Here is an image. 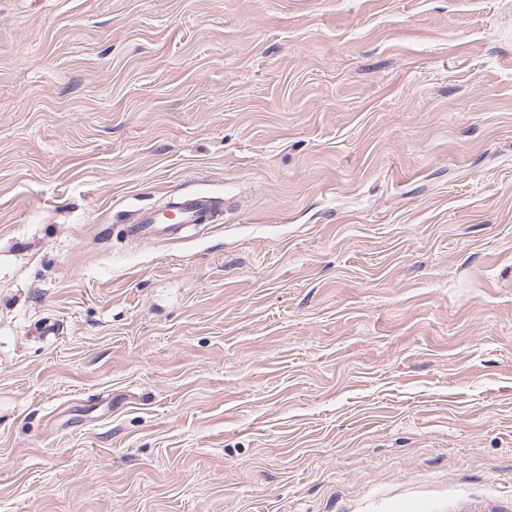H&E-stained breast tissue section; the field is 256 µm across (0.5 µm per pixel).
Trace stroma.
I'll use <instances>...</instances> for the list:
<instances>
[{
  "label": "stroma",
  "instance_id": "1",
  "mask_svg": "<svg viewBox=\"0 0 512 512\" xmlns=\"http://www.w3.org/2000/svg\"><path fill=\"white\" fill-rule=\"evenodd\" d=\"M0 512H512V0H0ZM175 202L179 208L174 220H165L154 210H143L133 224H128L127 234L133 238L175 241L180 237L183 225L213 224L217 220L213 214V201L207 197L185 196Z\"/></svg>",
  "mask_w": 512,
  "mask_h": 512
}]
</instances>
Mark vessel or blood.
I'll list each match as a JSON object with an SVG mask.
<instances>
[{"mask_svg": "<svg viewBox=\"0 0 512 512\" xmlns=\"http://www.w3.org/2000/svg\"><path fill=\"white\" fill-rule=\"evenodd\" d=\"M179 207L174 220L168 221L155 211H141L137 220L128 225L127 233L134 238H154L166 241L177 240L186 224H211L215 221L212 201L204 196L179 198Z\"/></svg>", "mask_w": 512, "mask_h": 512, "instance_id": "obj_1", "label": "vessel or blood"}]
</instances>
